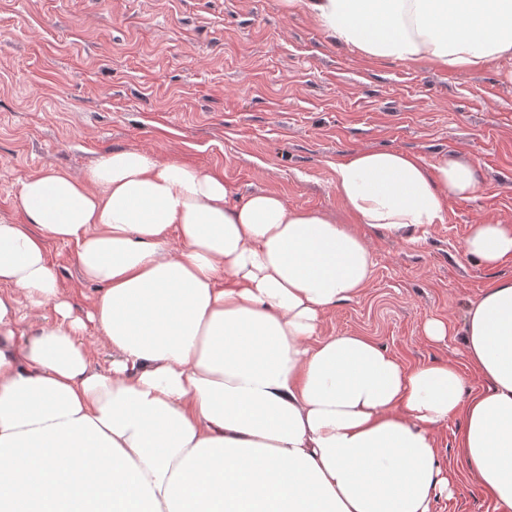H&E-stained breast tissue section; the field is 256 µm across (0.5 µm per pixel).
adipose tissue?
Instances as JSON below:
<instances>
[{"mask_svg": "<svg viewBox=\"0 0 512 512\" xmlns=\"http://www.w3.org/2000/svg\"><path fill=\"white\" fill-rule=\"evenodd\" d=\"M360 56L478 72L512 58V0H283ZM347 213L237 199L222 174L136 148L82 175L20 184L0 221V512H431L452 493L436 433L512 512V278L467 311L468 394L448 363L403 366L365 336L323 335L374 260L365 230L427 239L446 200L482 189L474 164L361 149L335 168ZM75 248L99 284L73 314L47 254ZM463 251L512 259V223L472 225ZM54 321L19 332L20 305ZM100 331L108 371L82 336Z\"/></svg>", "mask_w": 512, "mask_h": 512, "instance_id": "1", "label": "adipose tissue"}]
</instances>
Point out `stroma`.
<instances>
[{
  "label": "stroma",
  "mask_w": 512,
  "mask_h": 512,
  "mask_svg": "<svg viewBox=\"0 0 512 512\" xmlns=\"http://www.w3.org/2000/svg\"><path fill=\"white\" fill-rule=\"evenodd\" d=\"M122 148L341 221L335 167L355 150L470 160L482 191L448 199L426 241L368 234L370 281L324 317V335L370 337L408 367H464L461 336L430 343L425 320L462 328L490 282L512 277V259L488 270L462 250L471 225L512 223V58L472 73L363 59L281 0H0V220L23 223L21 181L51 167L79 175ZM48 255L84 316L97 284L72 245L49 241ZM462 425L437 433L455 490L433 512H493L457 452Z\"/></svg>",
  "instance_id": "1"
}]
</instances>
